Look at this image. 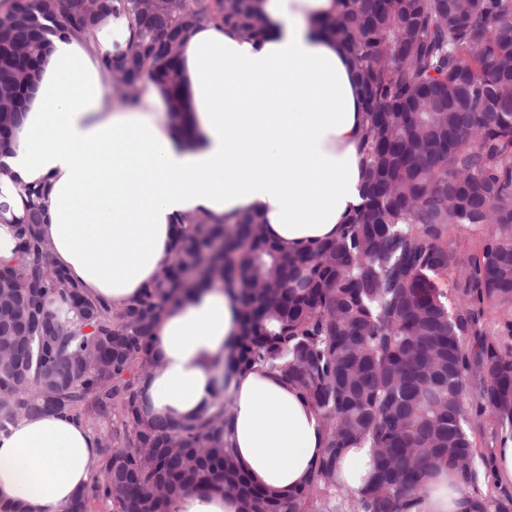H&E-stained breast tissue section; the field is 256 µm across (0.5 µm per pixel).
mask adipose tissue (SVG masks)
Listing matches in <instances>:
<instances>
[{"mask_svg":"<svg viewBox=\"0 0 512 512\" xmlns=\"http://www.w3.org/2000/svg\"><path fill=\"white\" fill-rule=\"evenodd\" d=\"M265 35L204 22L179 58L188 107L175 117L163 87L141 84L125 107L101 57L126 43L111 32L50 37L14 135L0 150V264L16 257L14 222L26 189H44L42 233L56 266L87 295L125 308L163 275L181 217L231 224L259 215L266 238L301 253L336 237L361 201L363 112L355 70L320 23L336 0H260ZM233 292L198 290L157 322L140 381L150 413L183 421L226 402L230 447L249 481L285 495L302 485L324 443L320 420L266 369L226 368L239 330ZM99 461L96 436L64 414L21 420L0 436V507L65 512ZM175 512H239L237 494L184 491ZM406 512H486L440 469Z\"/></svg>","mask_w":512,"mask_h":512,"instance_id":"ef3b65f1","label":"adipose tissue"}]
</instances>
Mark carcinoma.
<instances>
[{"instance_id": "obj_1", "label": "carcinoma", "mask_w": 512, "mask_h": 512, "mask_svg": "<svg viewBox=\"0 0 512 512\" xmlns=\"http://www.w3.org/2000/svg\"><path fill=\"white\" fill-rule=\"evenodd\" d=\"M126 20L136 39L102 56L105 73L165 86L181 111L183 34L208 21L261 37L254 0H12L0 19V96L35 75L47 36ZM323 28L347 51L364 105L366 191L336 238L304 252L270 243L247 215L229 226L182 218L163 277L121 311L54 264L29 192L17 258L0 265V434L23 417L107 420L98 474L66 512H170L181 490L227 487L239 512H404L440 468L481 479L473 431L512 430V0H339ZM485 229L465 256L456 228ZM449 276L454 299L437 287ZM229 287L240 328L229 373L262 366L295 387L324 430L322 455L286 497L252 487L226 438V406L171 422L147 414L138 384L172 303ZM500 316L489 334L485 313ZM371 448L358 492L337 479L344 449Z\"/></svg>"}]
</instances>
